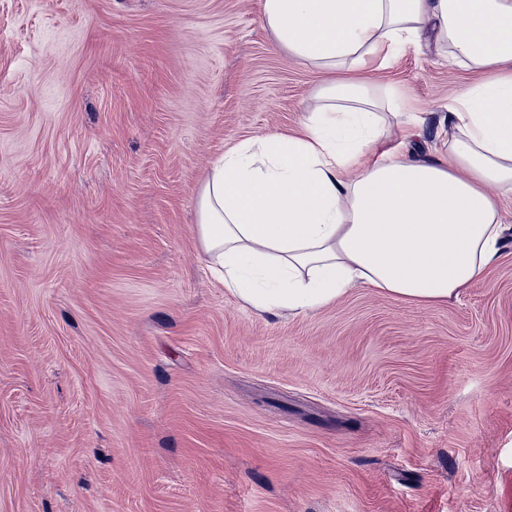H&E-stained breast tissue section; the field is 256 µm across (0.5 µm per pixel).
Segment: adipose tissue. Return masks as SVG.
<instances>
[{
  "label": "adipose tissue",
  "instance_id": "obj_1",
  "mask_svg": "<svg viewBox=\"0 0 512 512\" xmlns=\"http://www.w3.org/2000/svg\"><path fill=\"white\" fill-rule=\"evenodd\" d=\"M275 45L326 79L298 133L225 151L196 232L212 269L259 313L308 314L362 283L448 301L499 257L512 195V0H262ZM404 44L450 49L479 81L448 100V150L384 148L381 86L361 76Z\"/></svg>",
  "mask_w": 512,
  "mask_h": 512
}]
</instances>
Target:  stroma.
Returning <instances> with one entry per match:
<instances>
[{"mask_svg": "<svg viewBox=\"0 0 512 512\" xmlns=\"http://www.w3.org/2000/svg\"><path fill=\"white\" fill-rule=\"evenodd\" d=\"M374 77L423 156L479 79ZM322 81L261 0H0V512H512V198L445 303L261 315L209 271L212 162Z\"/></svg>", "mask_w": 512, "mask_h": 512, "instance_id": "35a3bbf8", "label": "stroma"}]
</instances>
